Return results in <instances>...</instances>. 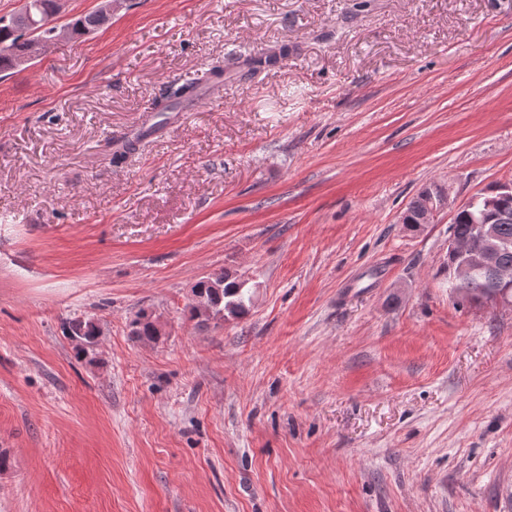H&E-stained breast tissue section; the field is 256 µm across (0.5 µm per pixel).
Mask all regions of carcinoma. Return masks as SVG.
Listing matches in <instances>:
<instances>
[{
  "label": "carcinoma",
  "instance_id": "obj_1",
  "mask_svg": "<svg viewBox=\"0 0 512 512\" xmlns=\"http://www.w3.org/2000/svg\"><path fill=\"white\" fill-rule=\"evenodd\" d=\"M109 22L98 10L75 17L64 29L51 25L46 28L35 27L27 23L22 10L9 15L0 16V72H8L37 57L34 45L38 42L55 41L61 33L71 37H81L89 34ZM288 55V47L279 49L272 56L263 53L244 61L239 77L248 79L255 76L261 69L274 65L278 60ZM224 67L215 65L203 76L187 79L181 84L172 86L166 96L157 104V111L173 112L189 103L206 90H214L224 81ZM440 191V186L433 183L411 200L402 215L407 224L418 223L424 214L428 197ZM483 211V199L472 197L468 205L457 214L453 224L449 226L450 236L479 245L480 240L474 218ZM496 233L505 241L512 244V196L501 200L496 218L492 221ZM195 291L204 297L205 310L200 312L193 305L186 306L189 319L201 324L209 321H224L226 319H243L249 315L252 306V296L245 291L244 282L226 271L212 273L196 283ZM494 288L488 273L478 271L474 274L469 285L468 299L474 303L491 300ZM130 333L141 341H155L158 334L153 321L147 313L141 311L130 322ZM68 336L78 345L91 347L98 336V327L90 318H74L68 323Z\"/></svg>",
  "mask_w": 512,
  "mask_h": 512
}]
</instances>
